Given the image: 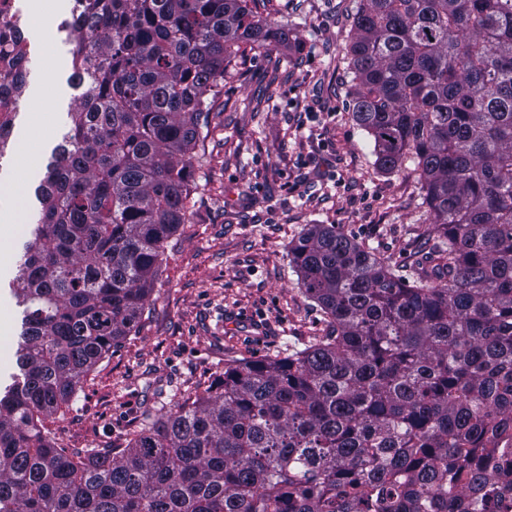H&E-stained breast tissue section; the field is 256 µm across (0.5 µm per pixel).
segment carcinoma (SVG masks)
<instances>
[{
  "instance_id": "obj_1",
  "label": "carcinoma",
  "mask_w": 512,
  "mask_h": 512,
  "mask_svg": "<svg viewBox=\"0 0 512 512\" xmlns=\"http://www.w3.org/2000/svg\"><path fill=\"white\" fill-rule=\"evenodd\" d=\"M63 143L11 293L0 512H489L512 492V0H359L349 108L385 172L416 161L439 236L412 282L334 224L290 248L325 336L230 364L104 454L43 420L141 317L191 216L201 116L241 44L286 45L254 0H80ZM0 154L28 83L0 29Z\"/></svg>"
}]
</instances>
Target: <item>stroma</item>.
I'll return each mask as SVG.
<instances>
[{
    "label": "stroma",
    "instance_id": "stroma-1",
    "mask_svg": "<svg viewBox=\"0 0 512 512\" xmlns=\"http://www.w3.org/2000/svg\"><path fill=\"white\" fill-rule=\"evenodd\" d=\"M355 0H264L260 13L288 27L295 46L236 57L221 96L203 117L194 163V218L169 239L143 315L89 375L70 406L45 421L58 446L105 451L146 415L216 385L233 361L286 356L328 327L299 289L289 248L307 225L333 224L389 258L402 277L433 244L413 161L378 169L373 139L349 108L347 50ZM31 74L0 155V186L19 172L16 137L32 114L45 134L27 175L22 225L0 223L14 249L30 236L35 190L75 105L68 84L69 31L39 33L23 13ZM40 92L32 102L31 92ZM16 264L0 268V386L16 372L21 309L9 288ZM238 320L236 330L226 321Z\"/></svg>",
    "mask_w": 512,
    "mask_h": 512
}]
</instances>
